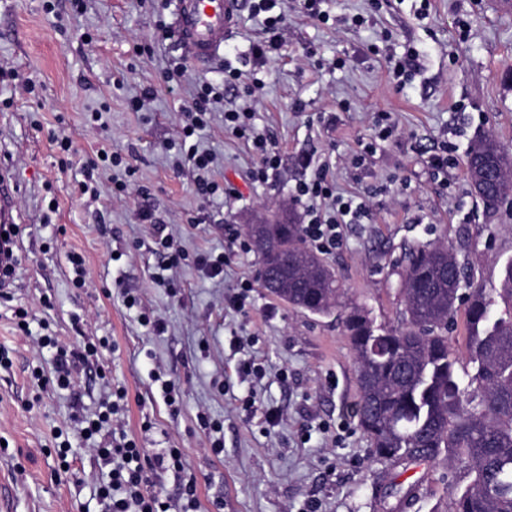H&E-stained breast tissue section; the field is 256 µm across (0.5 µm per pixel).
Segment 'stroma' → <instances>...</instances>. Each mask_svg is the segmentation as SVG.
I'll return each mask as SVG.
<instances>
[{"instance_id": "stroma-1", "label": "stroma", "mask_w": 512, "mask_h": 512, "mask_svg": "<svg viewBox=\"0 0 512 512\" xmlns=\"http://www.w3.org/2000/svg\"><path fill=\"white\" fill-rule=\"evenodd\" d=\"M58 15L43 0H8L0 9V163L18 187L24 232L19 243L15 299L0 302V348L12 365L0 368V504L6 512H99L100 468L72 432L75 418L93 411L108 386L127 391L126 430L147 454L175 445L184 454L183 475L159 472L154 490L175 495L194 479L199 512H448L453 493L472 480L463 464L445 458L376 460L353 413L359 391L354 354L342 320L350 307H366L376 325L404 324L398 273L410 248H453L467 282L494 293L512 260V204L487 210L474 196L466 155L481 137H494L512 154V8L501 0H323L328 23L314 21L303 0H282L287 44L266 68L265 87L252 100L225 97L200 138L215 157L214 179L230 182L241 199L198 196L186 169L167 144L177 138L180 114L195 85L221 81L225 64L250 71L249 48L263 36L259 20L242 12L225 59L205 68L188 66L181 85L168 87L165 71L179 60L173 40L158 27L169 20L166 0H85L82 13L58 0ZM363 14L355 26L351 16ZM415 48L416 72L398 83L388 54ZM343 68H335L336 59ZM32 81L38 98L23 94ZM150 88L143 111L131 97ZM108 105L101 124L90 112ZM252 107L256 125L281 157L276 175L251 183L259 160L250 145L224 131L226 109ZM391 136L360 166L351 157L374 138L379 114ZM70 137L75 152L62 160L51 137ZM122 151L139 194H102L81 200L84 167L98 148ZM456 162L446 178L427 161L441 144ZM329 166L342 194L362 197L370 218L345 225L344 244L324 255L342 290L327 315H312L259 287L257 250L234 252L223 278L193 266L202 252L222 253L224 227H244L268 213L301 215L293 189L308 172L301 155ZM57 200L51 223L42 206ZM153 205L188 262L155 282L154 229L142 223V202ZM85 261L86 284L73 283L71 254ZM254 281L250 306L232 312L224 295L241 280ZM141 308H127L124 293ZM50 306H41L40 296ZM30 313V332L13 328L14 311ZM166 322L157 334L141 324V309ZM42 335L60 344L106 338L114 348L101 366L79 365L68 388L39 387L34 372L51 374L57 346L37 347ZM245 336L243 349L230 345ZM262 366L261 376H242L241 359ZM105 379H98L97 368ZM160 372L175 382L168 406ZM255 395L256 412L246 411ZM277 411L268 426L265 410ZM218 430L205 428V421ZM223 443L213 452L214 440ZM69 441V470L55 450Z\"/></svg>"}]
</instances>
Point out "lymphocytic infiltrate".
<instances>
[{
  "label": "lymphocytic infiltrate",
  "mask_w": 512,
  "mask_h": 512,
  "mask_svg": "<svg viewBox=\"0 0 512 512\" xmlns=\"http://www.w3.org/2000/svg\"><path fill=\"white\" fill-rule=\"evenodd\" d=\"M280 0H249L252 17L262 20L263 37L251 46L255 69H262L273 55L279 54L284 45L283 14L278 13ZM264 88L260 78H245L236 68L224 71L222 83L205 82L196 89L193 102L182 112V124L177 141L172 144L184 166L194 174L193 185L197 194L208 197L238 198V190L211 177L214 162L212 154L201 150L196 138L210 124V104L223 101L225 94L259 93ZM255 114L250 110H228L224 113V130L238 139L251 143L261 157L260 166L251 168L248 178L254 183L267 182L279 167L277 151L269 148L266 138L257 132ZM303 168L311 169L310 179L297 182L294 199L303 206L302 236L311 250L331 253L342 247V228L347 224H360L370 212L366 202L336 191L328 180L325 168H312L310 158H302ZM116 400L99 412L96 419L80 428L84 440L90 441L98 464L103 469L98 497L105 503L104 512H163L171 499L149 487L151 472L184 468L180 448H164L154 455H147L135 439L129 438L122 417V400L125 389H117Z\"/></svg>",
  "instance_id": "obj_1"
}]
</instances>
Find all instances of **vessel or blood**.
Segmentation results:
<instances>
[{
	"instance_id": "vessel-or-blood-1",
	"label": "vessel or blood",
	"mask_w": 512,
	"mask_h": 512,
	"mask_svg": "<svg viewBox=\"0 0 512 512\" xmlns=\"http://www.w3.org/2000/svg\"><path fill=\"white\" fill-rule=\"evenodd\" d=\"M241 0H174L171 31L186 58L208 66L224 51L235 30ZM17 188L7 168L0 167V222L19 223L13 202Z\"/></svg>"
}]
</instances>
